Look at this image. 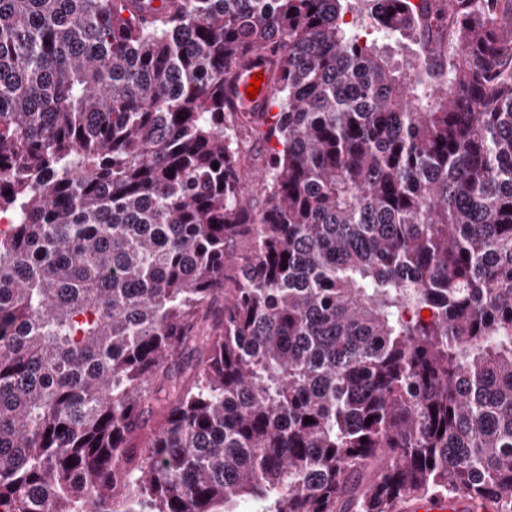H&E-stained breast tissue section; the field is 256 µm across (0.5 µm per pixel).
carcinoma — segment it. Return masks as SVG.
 I'll return each mask as SVG.
<instances>
[{
    "instance_id": "obj_1",
    "label": "carcinoma",
    "mask_w": 512,
    "mask_h": 512,
    "mask_svg": "<svg viewBox=\"0 0 512 512\" xmlns=\"http://www.w3.org/2000/svg\"><path fill=\"white\" fill-rule=\"evenodd\" d=\"M375 2L0 0V512H512V0ZM244 76L239 77L237 82L227 89V103L231 110L245 106L253 112H264L267 102L274 97L275 86L271 82L267 70L266 58H256L246 70H243ZM262 73V83L255 99H249L246 94L247 88L253 75ZM491 509L487 504L477 507L465 496H416L402 500L397 507L399 512H485Z\"/></svg>"
}]
</instances>
